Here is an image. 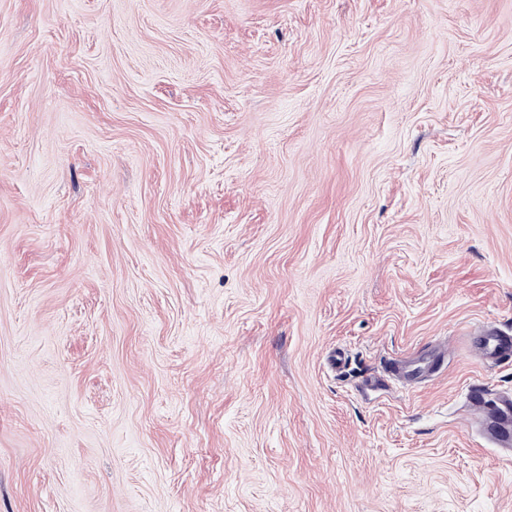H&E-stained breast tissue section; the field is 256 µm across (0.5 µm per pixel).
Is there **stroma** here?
<instances>
[{
  "mask_svg": "<svg viewBox=\"0 0 512 512\" xmlns=\"http://www.w3.org/2000/svg\"><path fill=\"white\" fill-rule=\"evenodd\" d=\"M486 322L512 0H0V512H512Z\"/></svg>",
  "mask_w": 512,
  "mask_h": 512,
  "instance_id": "35a3bbf8",
  "label": "stroma"
}]
</instances>
